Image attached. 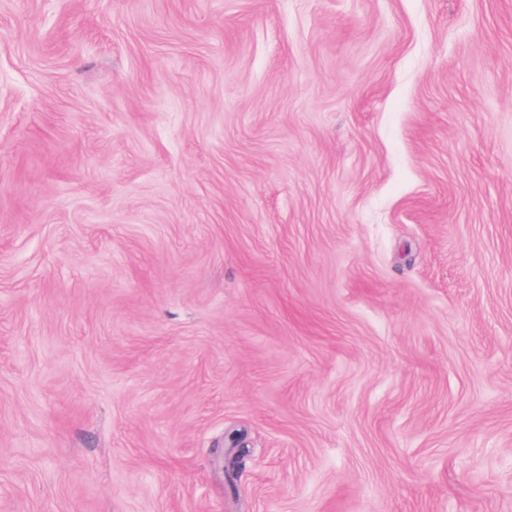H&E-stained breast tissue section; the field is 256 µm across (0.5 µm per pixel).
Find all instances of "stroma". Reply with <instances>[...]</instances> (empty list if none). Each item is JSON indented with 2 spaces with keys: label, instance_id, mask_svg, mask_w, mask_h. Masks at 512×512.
<instances>
[{
  "label": "stroma",
  "instance_id": "35a3bbf8",
  "mask_svg": "<svg viewBox=\"0 0 512 512\" xmlns=\"http://www.w3.org/2000/svg\"><path fill=\"white\" fill-rule=\"evenodd\" d=\"M0 512H512V0H0Z\"/></svg>",
  "mask_w": 512,
  "mask_h": 512
}]
</instances>
